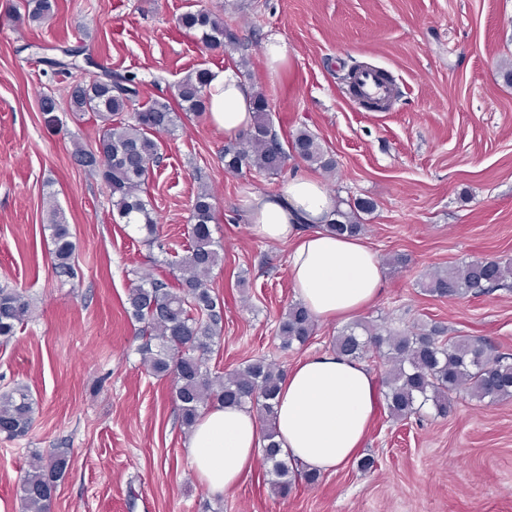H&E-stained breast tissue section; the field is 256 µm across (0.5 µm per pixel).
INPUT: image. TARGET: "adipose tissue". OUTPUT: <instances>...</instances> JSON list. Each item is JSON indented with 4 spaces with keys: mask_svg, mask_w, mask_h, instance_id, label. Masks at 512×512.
I'll return each mask as SVG.
<instances>
[{
    "mask_svg": "<svg viewBox=\"0 0 512 512\" xmlns=\"http://www.w3.org/2000/svg\"><path fill=\"white\" fill-rule=\"evenodd\" d=\"M207 119L234 139L254 121L252 92L234 69H216L207 89ZM252 233L270 243L296 246L288 272L299 300L323 322L343 323L381 295L383 268L356 236L327 227L333 201L323 185L304 175L275 194L246 199ZM310 225L300 233V225ZM374 374L357 360L329 350L300 360L280 385L275 401V439L283 453L326 474L363 448L378 408ZM191 469L214 494L236 488L261 454L255 411L214 406L205 411L186 444Z\"/></svg>",
    "mask_w": 512,
    "mask_h": 512,
    "instance_id": "ef3b65f1",
    "label": "adipose tissue"
}]
</instances>
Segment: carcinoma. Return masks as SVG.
I'll list each match as a JSON object with an SVG mask.
<instances>
[{
  "label": "carcinoma",
  "mask_w": 512,
  "mask_h": 512,
  "mask_svg": "<svg viewBox=\"0 0 512 512\" xmlns=\"http://www.w3.org/2000/svg\"><path fill=\"white\" fill-rule=\"evenodd\" d=\"M56 0H25L27 20L39 25L51 19ZM180 25L200 35L208 46L236 44L233 31L207 9L189 10ZM65 60L47 64L70 76L82 70L77 48L63 50ZM210 70L198 68L176 86V105L165 99L137 106L140 89L135 76L104 69L97 75L77 77L68 86L67 103L73 112H91L100 122L93 145L74 144L75 163L100 176L114 198L118 216L146 233V243L159 244V230L144 185L150 168L160 163L158 135L175 131L178 113L202 115L206 110L205 87ZM254 122L236 140L224 145V167L232 172L257 170L279 173L288 160L298 158L331 173L336 160L309 130L302 129L285 146L273 129L270 105L261 91L254 93ZM374 203L356 199L348 209L336 208L328 227L336 234L359 236L366 230L362 215ZM47 228L51 231L54 269L59 277H72L74 244L69 225L55 204L48 207ZM214 221L212 195L206 188L195 196L190 214V247L179 268L176 284L140 276L129 290L125 307L130 319L140 324L144 342L141 361L156 377H170L178 402L180 426L192 431L202 412L216 404L248 406L265 423L262 449L271 465L273 490L288 496L302 477L308 484L320 475L299 471L296 462L281 455L274 442V400L284 373L264 357L247 361L225 374L211 368V355L221 346L224 300L208 286L212 270L223 262V246L216 241L210 224ZM512 278V258H490L436 271L421 283L424 292L439 298H465L489 293ZM29 302L15 288L0 287V345L8 344L30 318ZM315 322L301 302L289 304L279 317L275 338L280 348L303 346L313 335ZM374 348L390 364L386 372L384 399L390 417L405 420L432 403L437 414L447 415L451 401L465 393L488 405L512 397V357L499 353L489 342L468 336H450L442 325H413L395 329L384 325L356 323L333 341L332 349L360 359ZM34 400L28 386L18 384L0 392V435L16 439L28 434L33 421ZM71 458L62 448H53L48 463L34 453L21 484V512H50L58 482L69 471Z\"/></svg>",
  "instance_id": "carcinoma-1"
}]
</instances>
